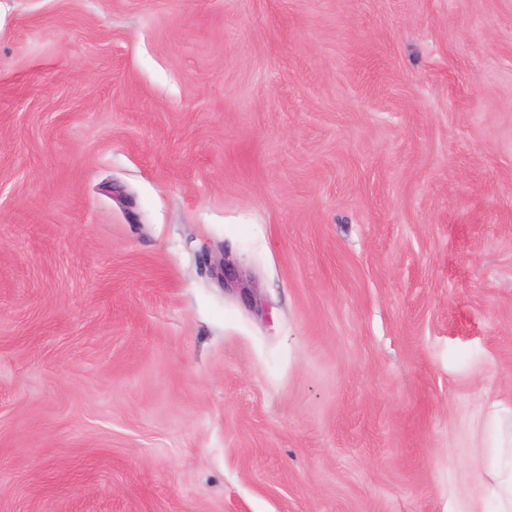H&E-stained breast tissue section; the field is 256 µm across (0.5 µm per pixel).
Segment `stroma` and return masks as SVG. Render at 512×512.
<instances>
[{
  "instance_id": "1",
  "label": "stroma",
  "mask_w": 512,
  "mask_h": 512,
  "mask_svg": "<svg viewBox=\"0 0 512 512\" xmlns=\"http://www.w3.org/2000/svg\"><path fill=\"white\" fill-rule=\"evenodd\" d=\"M495 403L512 0H0V512H470ZM216 276L221 279L225 290L238 291L240 295H250L246 290H251L247 282L237 275L235 270L232 269L230 262L226 261L224 257L219 259L216 263Z\"/></svg>"
}]
</instances>
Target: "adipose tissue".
<instances>
[{"mask_svg":"<svg viewBox=\"0 0 512 512\" xmlns=\"http://www.w3.org/2000/svg\"><path fill=\"white\" fill-rule=\"evenodd\" d=\"M485 430L490 477L486 492L495 504V512H512V413L491 412Z\"/></svg>","mask_w":512,"mask_h":512,"instance_id":"adipose-tissue-1","label":"adipose tissue"}]
</instances>
